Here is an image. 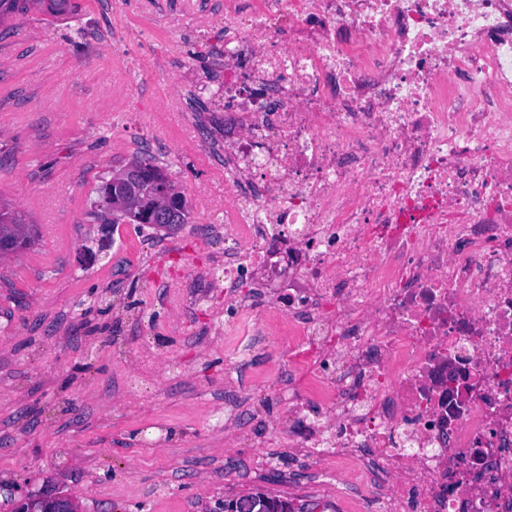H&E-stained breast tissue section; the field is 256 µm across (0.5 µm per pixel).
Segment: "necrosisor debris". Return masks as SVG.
Segmentation results:
<instances>
[{"label": "necrosis or debris", "mask_w": 512, "mask_h": 512, "mask_svg": "<svg viewBox=\"0 0 512 512\" xmlns=\"http://www.w3.org/2000/svg\"><path fill=\"white\" fill-rule=\"evenodd\" d=\"M232 365L375 512H512V0H224Z\"/></svg>", "instance_id": "1"}]
</instances>
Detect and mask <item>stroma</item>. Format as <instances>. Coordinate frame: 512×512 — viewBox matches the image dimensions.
<instances>
[{"label":"stroma","instance_id":"35a3bbf8","mask_svg":"<svg viewBox=\"0 0 512 512\" xmlns=\"http://www.w3.org/2000/svg\"><path fill=\"white\" fill-rule=\"evenodd\" d=\"M74 14L0 21V201L40 238L0 260V487L77 496L81 512H206L260 488L355 512L346 472L255 436L287 423L265 395L288 368L278 337L249 369L248 417L217 423L226 374L224 297L189 283L200 312L176 327L152 276L182 265L145 224L94 215L101 180L153 157L178 189H202L178 232L224 221V134L214 47L224 0H76ZM171 369L123 384L126 356Z\"/></svg>","mask_w":512,"mask_h":512}]
</instances>
